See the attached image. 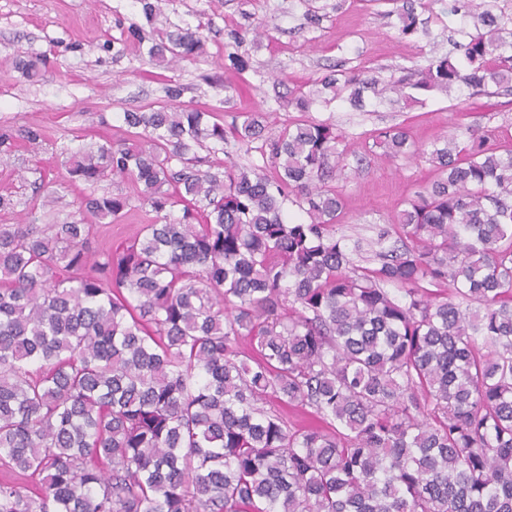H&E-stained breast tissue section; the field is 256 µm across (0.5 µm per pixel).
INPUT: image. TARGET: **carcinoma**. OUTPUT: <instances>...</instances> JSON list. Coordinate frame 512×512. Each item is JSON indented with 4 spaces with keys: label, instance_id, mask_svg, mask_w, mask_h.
<instances>
[{
    "label": "carcinoma",
    "instance_id": "1",
    "mask_svg": "<svg viewBox=\"0 0 512 512\" xmlns=\"http://www.w3.org/2000/svg\"><path fill=\"white\" fill-rule=\"evenodd\" d=\"M371 2L402 38L432 5ZM460 11L461 56L415 80L332 70L279 106L511 87L512 12L449 0ZM194 18L146 34L118 17L102 49L194 60L209 30ZM16 66L47 73L42 55ZM165 94L122 113L121 139L59 146L86 188L65 222L0 227V512H512V150L479 126L424 148L400 125L373 135L379 158L437 177L360 266L336 235L350 144L334 124L272 136L261 111L226 124ZM42 138L6 130L0 147ZM230 140L262 164L212 171ZM108 178L137 194H98ZM138 209L131 244L92 246L93 225ZM293 406L314 423H289Z\"/></svg>",
    "mask_w": 512,
    "mask_h": 512
}]
</instances>
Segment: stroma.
<instances>
[{
  "mask_svg": "<svg viewBox=\"0 0 512 512\" xmlns=\"http://www.w3.org/2000/svg\"><path fill=\"white\" fill-rule=\"evenodd\" d=\"M313 5L316 16L310 19L299 0H160L155 26L181 23L199 10L211 23L205 55L173 72L138 66L128 53L116 57L102 51L113 35V8L143 27L140 7L118 0H0V130L33 126L44 133L38 143H17L0 157V195L15 202L13 210L0 211V227L24 223L31 209L40 224L63 221L83 187L70 182L57 156L60 144L77 135L88 143L121 138L120 113L163 99L168 79L180 85L181 104L221 109L227 120L260 108L268 112L274 132L289 113L275 102L272 76L283 75L290 87L324 76L337 63L347 70L366 67L369 76L386 80L400 68L422 67L428 57L448 53L458 31L473 27L470 17L446 14L429 19L428 35L401 39L397 16L385 15L376 0H313ZM261 19L272 36L243 46L249 61L245 74L225 67L228 30L248 31ZM47 51L59 66L46 81L30 82L16 69V54ZM315 117L335 124L363 159L361 171L336 183L345 203L338 233L360 244L353 259L363 266L394 215L436 177L427 161L388 163L365 153L371 133L402 125L424 144L452 128L481 125L496 130L499 144L512 149V91L435 92L411 105L374 101L365 112L339 101ZM40 179L50 182L52 198L36 193L33 183Z\"/></svg>",
  "mask_w": 512,
  "mask_h": 512,
  "instance_id": "1",
  "label": "stroma"
}]
</instances>
